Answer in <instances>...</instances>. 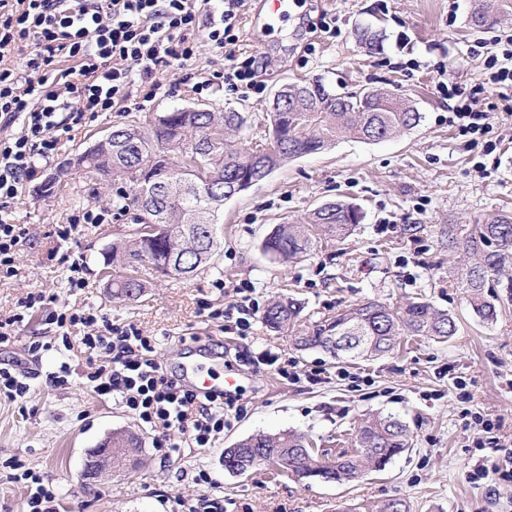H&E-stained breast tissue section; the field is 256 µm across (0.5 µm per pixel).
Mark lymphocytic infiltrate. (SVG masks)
Segmentation results:
<instances>
[{
	"mask_svg": "<svg viewBox=\"0 0 512 512\" xmlns=\"http://www.w3.org/2000/svg\"><path fill=\"white\" fill-rule=\"evenodd\" d=\"M248 0H0V280L16 276L27 238L12 207L36 180L38 160H50L62 137L88 117L128 101L132 87L143 100L162 88L160 76L192 66L201 43L224 58L204 86L229 90L257 86L255 55L240 57V18ZM438 90L454 99L448 123L459 135L480 136L487 113L478 94L462 95L450 81ZM45 310L62 343L72 331L89 360L83 378L94 392L120 399L156 428L155 445L174 447L185 436L210 447L224 430V402L202 396L168 377L152 354L151 337L134 325L117 326L94 308L31 292L0 319V348L12 344L31 312Z\"/></svg>",
	"mask_w": 512,
	"mask_h": 512,
	"instance_id": "f902f5d3",
	"label": "lymphocytic infiltrate"
}]
</instances>
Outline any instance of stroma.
<instances>
[{
  "label": "stroma",
  "instance_id": "obj_1",
  "mask_svg": "<svg viewBox=\"0 0 512 512\" xmlns=\"http://www.w3.org/2000/svg\"><path fill=\"white\" fill-rule=\"evenodd\" d=\"M471 3L290 0L283 19L260 18L242 27V49L264 65L261 92L198 89L201 75L223 63L205 44L195 67L164 75L163 93L144 108L126 102L98 113L73 139L61 140L44 176L57 173L61 160L83 152L114 124L144 123L176 108L245 113L247 122L233 141L252 148L265 141L275 93L302 80L322 81L339 93L388 90L422 114L417 127L394 138H343L323 152L286 160L225 202L221 246L208 273L174 279L142 267L146 291L131 303L114 300L103 275L108 247L129 230L125 218L112 215L108 223L87 226L64 241L54 233L88 205L111 208L112 197L98 178L74 171L47 192L39 182L27 184L13 211L30 240L17 256V277L0 282V316L14 313L28 292L57 294L99 310L114 324H136L155 338L153 357L169 371L196 340L212 339L222 345L225 376L235 380L236 410L211 447L154 448L148 425L118 400L98 397L82 378L84 354L66 351L46 324L45 311L33 312L25 332L0 350V361L16 363L30 385L24 398H0V512L26 508L27 483L9 479L12 464L41 475L56 491L60 512H173L177 499L200 493L194 477L202 470L214 493L223 495L224 512H380L395 497L406 501L409 512H512V459L477 447L473 420L481 414L512 442V260L496 277L498 318L489 323L467 306L448 263L449 225L512 213V112L486 87L482 49L495 36L512 34V23L474 29ZM307 14L325 17L327 28L300 29ZM364 27L383 33L378 50L358 41L356 32ZM443 76L468 91L483 89L485 145L468 143L449 126V101L436 88ZM334 201L363 212L350 236L317 240L299 260L264 253L263 241L275 225L302 223L312 210ZM75 259L83 260L89 282L76 292L67 286V267ZM282 293L304 302L300 328L308 333L359 301L396 307L419 299L453 315L458 332L445 342L406 336L389 356L338 361L318 349H297L287 332L264 323L262 309ZM244 295L260 309L248 331L208 317V310L228 308ZM33 333L43 336L48 349L29 353ZM268 352L288 362V372L268 365ZM64 366L71 371L67 385L51 386L49 376ZM313 369L322 370L321 381H309ZM376 413L399 417L410 431L411 447L355 485L298 482L263 465L232 475L222 464L224 449L237 440L288 429L334 457L351 450L360 420ZM116 430L141 437L138 470L85 480L88 450ZM483 456L500 461V472L469 480L471 464Z\"/></svg>",
  "mask_w": 512,
  "mask_h": 512
}]
</instances>
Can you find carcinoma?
I'll list each match as a JSON object with an SVG mask.
<instances>
[{
    "mask_svg": "<svg viewBox=\"0 0 512 512\" xmlns=\"http://www.w3.org/2000/svg\"><path fill=\"white\" fill-rule=\"evenodd\" d=\"M298 104L305 109L306 126L294 124L293 112L270 113L271 147L236 148L226 134L245 122L242 113L195 112L175 109L151 124L126 123L112 129V137L97 141L84 168L103 180L132 184L120 193L115 208L136 225L112 243V266L127 268L146 262L162 276L189 279L211 268L220 246V209L200 197L202 171L220 179L218 194L228 201L249 189L256 178L269 177L283 161L313 154L349 137L372 141L393 138L415 128L421 113L411 111L404 99L389 93L376 99L364 93H336L315 81L304 85ZM360 208L342 202L315 209L304 224H278L263 242L273 258L300 259L308 255L318 234L345 238L360 223ZM458 249L475 257L464 273L466 302L484 322L497 317V308L485 293L496 271L512 260V214L500 213L480 224L448 225V251ZM112 297L134 301L144 292L141 279L131 274L112 277ZM303 311L301 300L274 299L264 311L274 329L295 325ZM457 333L453 316L427 301L391 307L378 301L351 305L318 325L310 335L297 336L302 349H320L344 360L377 359L392 352L402 336H423L445 342ZM406 425L392 415L377 414L356 429L354 451L334 457L328 464L313 452L306 438L293 431L257 433L224 449V470L265 465L297 480L354 483L373 471H382L410 448ZM112 447L126 465L137 464L141 438L127 431L112 432Z\"/></svg>",
    "mask_w": 512,
    "mask_h": 512,
    "instance_id": "carcinoma-1",
    "label": "carcinoma"
}]
</instances>
